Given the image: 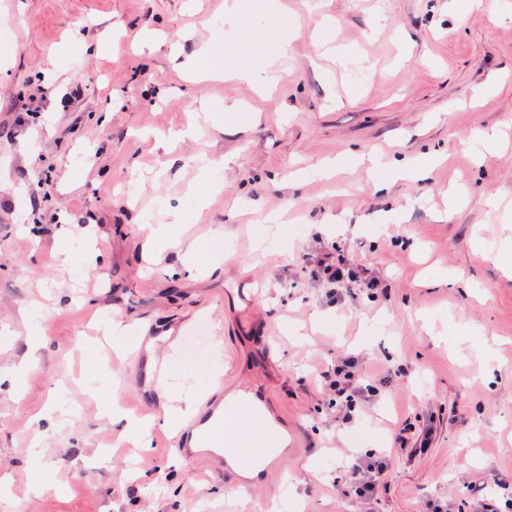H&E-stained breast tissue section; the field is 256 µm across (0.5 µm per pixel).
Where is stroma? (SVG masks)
I'll list each match as a JSON object with an SVG mask.
<instances>
[{
  "mask_svg": "<svg viewBox=\"0 0 512 512\" xmlns=\"http://www.w3.org/2000/svg\"><path fill=\"white\" fill-rule=\"evenodd\" d=\"M225 2L0 0V370L28 335L47 344L19 387L0 384V512H502L512 0H281L284 23L245 0L234 26ZM321 39L335 50L312 58ZM248 61L251 78L220 79ZM271 63L288 72L276 85ZM196 115L197 138L157 144ZM361 151L441 158L376 193ZM172 204L199 261L147 270L143 237ZM335 252L379 288L330 293L315 273ZM117 314L147 324L132 347L213 317L210 364L248 394L240 423L273 417L257 430L279 451L267 476L239 491L212 453L172 465L160 422L150 451L127 443L105 409L160 406L99 333ZM346 356L380 395L344 427L313 372ZM404 422L433 426L428 448L392 451ZM386 449L377 498L347 496L343 463Z\"/></svg>",
  "mask_w": 512,
  "mask_h": 512,
  "instance_id": "stroma-1",
  "label": "stroma"
}]
</instances>
